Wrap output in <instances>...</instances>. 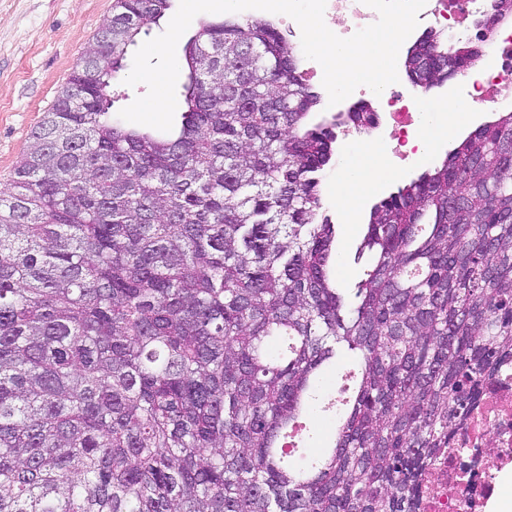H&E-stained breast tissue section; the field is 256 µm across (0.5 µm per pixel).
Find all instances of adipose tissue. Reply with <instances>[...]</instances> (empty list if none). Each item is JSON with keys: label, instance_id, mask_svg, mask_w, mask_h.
Here are the masks:
<instances>
[{"label": "adipose tissue", "instance_id": "obj_1", "mask_svg": "<svg viewBox=\"0 0 512 512\" xmlns=\"http://www.w3.org/2000/svg\"><path fill=\"white\" fill-rule=\"evenodd\" d=\"M474 119V112L459 107L452 92L436 108L421 111L417 124L420 156H428L437 146L451 141ZM396 177V172L376 164L372 148L365 146L346 154L331 185V195L345 223H358L367 196Z\"/></svg>", "mask_w": 512, "mask_h": 512}]
</instances>
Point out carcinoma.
<instances>
[{
  "label": "carcinoma",
  "instance_id": "obj_1",
  "mask_svg": "<svg viewBox=\"0 0 512 512\" xmlns=\"http://www.w3.org/2000/svg\"><path fill=\"white\" fill-rule=\"evenodd\" d=\"M171 0H114L0 195V512H421L423 477L512 361V111L372 206L336 287L334 125L269 21H204L176 137L111 120ZM416 86L471 58L429 34ZM422 270L417 278L411 271ZM355 394L305 469L288 431ZM359 365V359L355 354H346L344 355L338 362H336V367L332 368L330 371V376L328 380L327 390L330 395H334L337 390L342 386H349L350 392L355 386V378L346 377L347 375L357 372Z\"/></svg>",
  "mask_w": 512,
  "mask_h": 512
}]
</instances>
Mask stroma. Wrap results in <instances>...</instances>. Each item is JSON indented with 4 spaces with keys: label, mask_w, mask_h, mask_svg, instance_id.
Wrapping results in <instances>:
<instances>
[{
    "label": "stroma",
    "mask_w": 512,
    "mask_h": 512,
    "mask_svg": "<svg viewBox=\"0 0 512 512\" xmlns=\"http://www.w3.org/2000/svg\"><path fill=\"white\" fill-rule=\"evenodd\" d=\"M113 0H0V191L10 190L16 168L45 112L92 43ZM334 269L339 287L351 288L372 264L356 258L365 224L337 223ZM341 408L311 416L292 462L306 465L324 445Z\"/></svg>",
    "instance_id": "stroma-1"
}]
</instances>
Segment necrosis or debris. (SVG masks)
<instances>
[{
    "label": "necrosis or debris",
    "mask_w": 512,
    "mask_h": 512,
    "mask_svg": "<svg viewBox=\"0 0 512 512\" xmlns=\"http://www.w3.org/2000/svg\"><path fill=\"white\" fill-rule=\"evenodd\" d=\"M499 0H427L420 27L447 28L460 42L476 41V21L495 11ZM378 18L363 0H326L324 20L342 38ZM497 64L465 76L462 99L471 109L512 104V27L498 32L488 48ZM419 100L414 93L391 89L379 103L374 129L386 130L391 152L399 161L418 152L415 143ZM512 460V364L486 384L485 398L458 431L453 450L441 453L427 477L424 512H476L493 495V469Z\"/></svg>",
    "instance_id": "4bbe7bcc"
}]
</instances>
